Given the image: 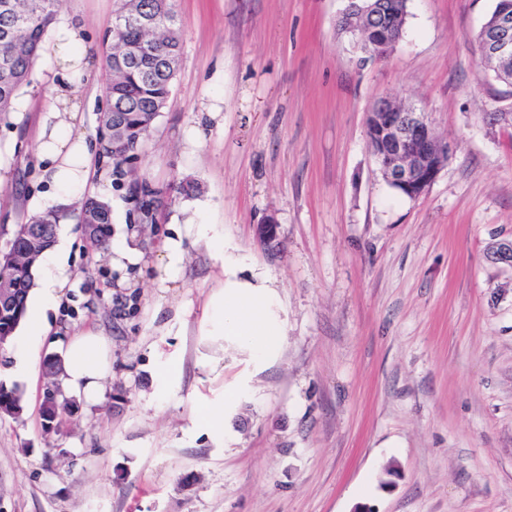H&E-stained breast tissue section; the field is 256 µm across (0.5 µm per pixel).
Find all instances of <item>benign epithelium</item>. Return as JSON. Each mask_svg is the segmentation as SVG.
I'll return each instance as SVG.
<instances>
[{"mask_svg":"<svg viewBox=\"0 0 512 512\" xmlns=\"http://www.w3.org/2000/svg\"><path fill=\"white\" fill-rule=\"evenodd\" d=\"M356 11L361 16L374 15L384 11L378 0H348V5L339 21L351 22L349 14ZM483 39L478 43L481 59L489 57L504 63L512 61V0H497L493 12L481 28ZM398 38L392 28L380 26L375 30V54L379 55ZM380 111L366 114V126L379 143L374 152L384 178L403 188L417 198L429 190L438 175L451 158L452 147L440 140L422 112L412 107L399 110L388 106V101L379 102ZM486 259L494 265L512 270V239L496 243L486 254ZM14 285L0 280V315L7 316L14 308ZM63 396L62 389L48 385L43 390L42 404L48 408L44 420L49 432L57 430L53 409Z\"/></svg>","mask_w":512,"mask_h":512,"instance_id":"benign-epithelium-1","label":"benign epithelium"}]
</instances>
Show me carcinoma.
Listing matches in <instances>:
<instances>
[{
	"label": "carcinoma",
	"instance_id": "cac0c4a2",
	"mask_svg": "<svg viewBox=\"0 0 512 512\" xmlns=\"http://www.w3.org/2000/svg\"><path fill=\"white\" fill-rule=\"evenodd\" d=\"M392 13L385 17L369 15L355 19L361 30L360 45L371 50V29L387 21L403 31L407 19V0H386ZM62 0H0V114L14 109L20 90L31 83V76L39 46L50 24L56 20ZM126 14L146 18L149 28L121 23ZM151 44V53L134 59L122 47L141 40ZM182 49V33L173 0H124L116 13L114 26L103 42L104 95L106 108L100 118L95 147L98 155L112 164V172L119 176L131 174L129 161L150 130L171 93ZM61 215L49 210L34 216L29 224L41 226L36 240H27L23 234L15 238L19 250H26L38 261L55 241ZM76 220L93 224L92 250H108L111 211L107 203L88 198L80 208ZM25 265H0V278L13 280L17 293L14 304L26 313L27 298L34 285L32 274Z\"/></svg>",
	"mask_w": 512,
	"mask_h": 512
}]
</instances>
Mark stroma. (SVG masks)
<instances>
[{
  "label": "stroma",
  "mask_w": 512,
  "mask_h": 512,
  "mask_svg": "<svg viewBox=\"0 0 512 512\" xmlns=\"http://www.w3.org/2000/svg\"><path fill=\"white\" fill-rule=\"evenodd\" d=\"M118 5L60 10L84 26L91 141ZM174 5L182 53L137 174L118 181L102 163L82 194L108 202L112 241L141 261L114 269L61 222L73 286L40 362L13 374L14 348L0 346V383L25 400L0 417V512H512V270L486 259L512 238V88L476 40L496 0H408L383 56L338 33L347 0ZM56 72L37 59L24 107L0 115L1 230L35 216L47 189L36 146ZM384 99L425 113L453 147L419 198L383 180L368 144L366 114ZM138 177L159 193L151 224L130 220ZM180 181L189 192H171ZM267 217L278 228L264 244ZM201 219L277 280L287 333L266 357L204 335L221 264L194 237L176 287L159 285L167 238ZM85 331L111 344L106 392L95 404L68 393L60 431L46 432L42 361ZM216 404L221 434L201 423Z\"/></svg>",
  "instance_id": "stroma-1"
}]
</instances>
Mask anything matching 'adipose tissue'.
<instances>
[{"label": "adipose tissue", "instance_id": "ef3b65f1", "mask_svg": "<svg viewBox=\"0 0 512 512\" xmlns=\"http://www.w3.org/2000/svg\"><path fill=\"white\" fill-rule=\"evenodd\" d=\"M41 53L59 69L61 79L52 87L53 102L42 113L37 156L42 176L53 192L40 202V209L63 206L70 194L84 188L93 175L94 153L87 139L77 132L78 112L74 102V78L87 64L83 28L74 21H55L43 37ZM190 230L222 259L224 281L213 292L208 308L216 323V336H235L258 353L277 348L285 334L273 311L276 283L266 268L227 253L224 231L216 224L198 222ZM70 242L59 237L40 260L42 278L16 340L15 368L29 370L36 361L35 342L45 335L48 313L70 285ZM64 362L63 385L86 401L97 402L111 371L112 352L106 338L95 332L73 336L60 345Z\"/></svg>", "mask_w": 512, "mask_h": 512}]
</instances>
